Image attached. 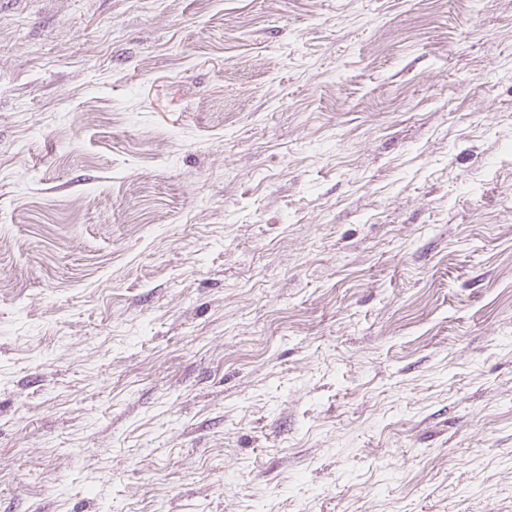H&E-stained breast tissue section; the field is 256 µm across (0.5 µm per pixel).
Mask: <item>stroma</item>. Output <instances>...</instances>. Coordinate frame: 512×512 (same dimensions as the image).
Masks as SVG:
<instances>
[{
	"label": "stroma",
	"mask_w": 512,
	"mask_h": 512,
	"mask_svg": "<svg viewBox=\"0 0 512 512\" xmlns=\"http://www.w3.org/2000/svg\"><path fill=\"white\" fill-rule=\"evenodd\" d=\"M0 512H512V0H0Z\"/></svg>",
	"instance_id": "stroma-1"
}]
</instances>
